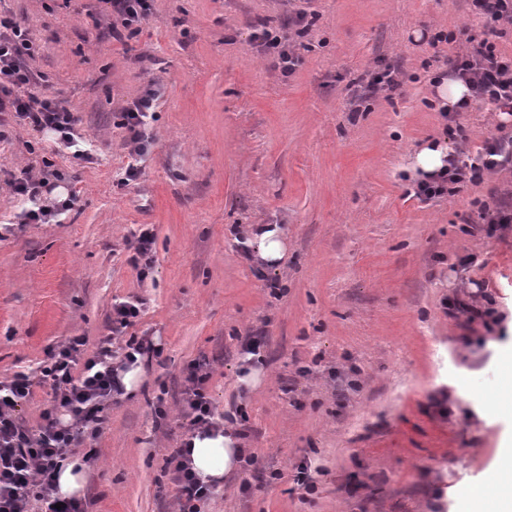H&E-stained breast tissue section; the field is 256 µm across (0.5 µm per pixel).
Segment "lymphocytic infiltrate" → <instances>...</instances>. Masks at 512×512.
Instances as JSON below:
<instances>
[{
	"mask_svg": "<svg viewBox=\"0 0 512 512\" xmlns=\"http://www.w3.org/2000/svg\"><path fill=\"white\" fill-rule=\"evenodd\" d=\"M112 7L109 27L113 37L122 31L136 32L151 12L152 0H106ZM34 46L11 15L0 13V127L16 122L53 136L56 151L87 163L94 162L93 142L79 128V120L56 93L42 91L43 75L28 65ZM448 77L464 82L473 99L488 101L503 113L512 112V59L500 55L494 43L483 39L452 61ZM158 99L155 86L127 102L120 112V125L127 132L128 162L119 184L138 181L140 162L147 151L146 120ZM512 160V136L488 140L472 161L452 155L445 170L418 180L419 195L431 199L450 186L480 180L483 172ZM58 169L33 172L23 169L6 180L12 193L27 201L19 215L23 224H52L72 210L76 194L46 201L55 182L64 180ZM143 311L142 300H124L112 305V333L100 340L96 351L86 353V339L74 336L49 351L37 374L16 373L0 382V512H29L31 501L45 505V512H84L81 500L54 496L58 469L73 448L105 428V405L122 394L121 369L141 358L163 353L153 337L128 335ZM210 373L206 362L194 361L184 371L183 394L188 432L215 430L214 410L208 394ZM49 384L52 406L42 414L37 430L23 426L18 410L32 392L34 382ZM186 447L173 450L169 463L171 480L183 502V512H201L200 505L212 494V485L200 480L189 464Z\"/></svg>",
	"mask_w": 512,
	"mask_h": 512,
	"instance_id": "obj_1",
	"label": "lymphocytic infiltrate"
}]
</instances>
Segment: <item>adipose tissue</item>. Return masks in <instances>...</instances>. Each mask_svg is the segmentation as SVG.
<instances>
[{
	"mask_svg": "<svg viewBox=\"0 0 512 512\" xmlns=\"http://www.w3.org/2000/svg\"><path fill=\"white\" fill-rule=\"evenodd\" d=\"M247 237L254 246L258 265L280 264L288 252L284 229L277 224L250 225ZM498 464L489 480L491 507L483 509L481 501L464 498L462 512H512V432L503 434L497 448ZM244 459V441L233 425L212 436L197 435L192 440L190 462L193 470L206 481H222L238 469Z\"/></svg>",
	"mask_w": 512,
	"mask_h": 512,
	"instance_id": "obj_1",
	"label": "adipose tissue"
}]
</instances>
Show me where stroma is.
I'll list each match as a JSON object with an SVG mask.
<instances>
[{"label": "stroma", "mask_w": 512, "mask_h": 512, "mask_svg": "<svg viewBox=\"0 0 512 512\" xmlns=\"http://www.w3.org/2000/svg\"><path fill=\"white\" fill-rule=\"evenodd\" d=\"M0 8L28 29L32 68L97 153L91 164L52 156L48 135L20 125L0 142V225L13 226L0 240V382L73 336L95 351L129 297L145 302L131 334L164 348L141 391L107 406L87 512H181L168 458L195 360L208 364L217 414L245 420L260 462L225 476L205 512H458L504 428L493 405L496 353L512 343V229L490 236L473 221L476 202L512 204V167L426 200L409 165L429 141L467 159L512 135L487 101L442 114L432 85L470 38L512 57V25L489 32L470 0H154L139 32L117 40L105 0ZM292 12L306 13L304 31L285 28ZM261 20L289 37L293 73L252 42ZM382 63L399 88L362 100ZM151 82L144 174L122 186L118 114ZM48 157L79 200L60 223L16 225L21 202L4 177ZM144 224L155 243L142 278L128 241ZM252 224L285 229L281 265L245 258ZM478 282L476 304L502 315L503 332L445 309ZM258 331L264 379L248 389L241 344ZM302 467L311 488L295 481Z\"/></svg>", "instance_id": "obj_1"}]
</instances>
